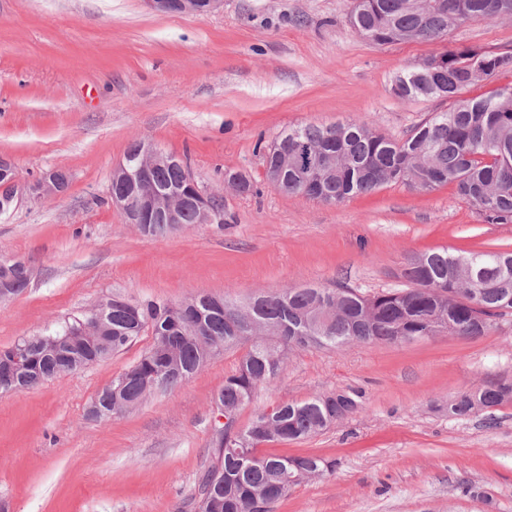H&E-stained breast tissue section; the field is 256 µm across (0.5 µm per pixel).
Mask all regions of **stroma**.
Returning <instances> with one entry per match:
<instances>
[{
	"label": "stroma",
	"instance_id": "1",
	"mask_svg": "<svg viewBox=\"0 0 512 512\" xmlns=\"http://www.w3.org/2000/svg\"><path fill=\"white\" fill-rule=\"evenodd\" d=\"M352 0H224L206 14L146 0H0V157L17 173L0 214V259L25 260L28 288L0 301V349L53 330L113 294L240 303L306 283L368 295L399 287L408 256L512 250V224L485 223L453 186L388 183L328 204L274 190L264 145L305 124L364 121L399 139L448 109L401 99L395 74L467 45L512 52V19L468 21L442 41L377 46L350 25ZM187 161L222 197L224 221L157 239L112 205L114 167L132 140ZM56 168L63 195L28 187ZM239 172L254 184L224 185ZM46 384L0 393V512H194L213 459L214 394L243 354L221 352L178 387L108 420L97 393L151 344ZM512 383V317L486 336L295 349L237 417L354 389L361 409L261 455H316L332 475L296 486L275 512H512V404L466 418L448 399L489 379Z\"/></svg>",
	"mask_w": 512,
	"mask_h": 512
}]
</instances>
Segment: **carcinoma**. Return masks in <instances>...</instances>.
Here are the masks:
<instances>
[{
	"label": "carcinoma",
	"instance_id": "carcinoma-1",
	"mask_svg": "<svg viewBox=\"0 0 512 512\" xmlns=\"http://www.w3.org/2000/svg\"><path fill=\"white\" fill-rule=\"evenodd\" d=\"M512 0H353L349 21L371 43L444 40L465 21L511 18ZM434 66L429 74L426 66ZM512 75V54L459 46L397 73L391 92L401 99L448 101L401 140L364 122L307 124L280 134L265 154L267 169L285 168L275 190L326 203L369 194L389 182L412 191L452 184L488 224L512 223V82L482 95L464 92ZM182 163L157 166L149 181L159 189L191 193ZM399 288L363 295L352 288L303 284L262 293L242 305L198 294L181 304L112 296L101 336L81 335L88 313L57 329L25 336L0 349V367L29 357L26 374L37 387L118 353L149 333L140 358L95 397L98 418L109 419L155 391L191 377L200 363L231 348L244 354L217 393L218 408L235 416L262 385L278 379L295 348H340L351 343H402L440 333L477 339L496 320L512 316V252L467 255L446 250L410 256ZM512 402V384L489 380L456 393L448 414L465 418ZM355 390L284 403L255 415L237 432L223 426L212 447L215 461L198 479L195 512H274L296 486L324 478L334 463L321 457L265 456L258 444L295 442L357 413Z\"/></svg>",
	"mask_w": 512,
	"mask_h": 512
}]
</instances>
